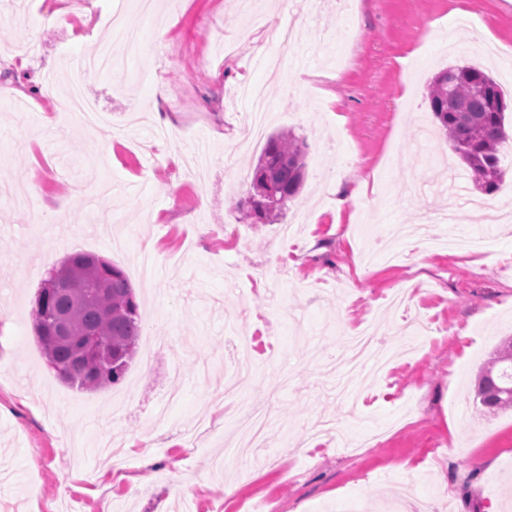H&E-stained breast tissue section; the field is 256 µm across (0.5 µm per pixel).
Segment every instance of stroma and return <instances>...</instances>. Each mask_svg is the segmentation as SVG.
I'll list each match as a JSON object with an SVG mask.
<instances>
[{"mask_svg": "<svg viewBox=\"0 0 512 512\" xmlns=\"http://www.w3.org/2000/svg\"><path fill=\"white\" fill-rule=\"evenodd\" d=\"M68 2L12 0L0 16V512H178L183 496L192 512H512V411L474 400L512 336V230L473 218L470 201L485 196L464 167L438 187L414 154L423 136L453 157L426 97L452 65L498 83L512 130V67L482 52L512 45V0H333L310 17L295 0H255L301 33L284 72L256 65L277 45L247 24L243 0H84L76 31L41 27ZM115 12L141 49L121 74L83 75L110 124L82 126L45 96L44 66L68 75ZM21 83L25 110L10 92ZM247 83L273 105L254 139L237 92ZM160 86L181 132L174 160L158 122L136 113ZM46 115L67 141L43 128ZM288 128L308 145L305 185L278 223L243 219L265 136ZM364 181L366 195L337 212L338 193ZM448 209L447 234L486 235L487 252L406 248L405 228ZM76 251L126 273L139 347L156 351L96 391L62 383L33 333L49 270L35 257ZM417 314L435 319L433 335L401 356L386 343V373L337 397L325 368L337 329L384 336ZM240 335L273 341L279 356L228 398ZM263 400L281 419L265 447H242L235 430ZM105 436L128 449L124 469L101 452Z\"/></svg>", "mask_w": 512, "mask_h": 512, "instance_id": "obj_1", "label": "stroma"}]
</instances>
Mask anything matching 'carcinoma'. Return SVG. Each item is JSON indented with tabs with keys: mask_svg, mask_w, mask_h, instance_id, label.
Masks as SVG:
<instances>
[{
	"mask_svg": "<svg viewBox=\"0 0 512 512\" xmlns=\"http://www.w3.org/2000/svg\"><path fill=\"white\" fill-rule=\"evenodd\" d=\"M435 120L448 144L483 193L504 177L501 148L508 140L507 103L496 81L474 66L439 71L427 89ZM304 139L293 130L267 137L253 169L246 216L272 223L299 194L304 179ZM65 281L41 286L33 302L34 329L48 364L64 383L94 391L123 379L137 352L140 314L134 290L117 265L89 253L60 264ZM475 397L492 411L512 409V338L480 374Z\"/></svg>",
	"mask_w": 512,
	"mask_h": 512,
	"instance_id": "cac0c4a2",
	"label": "carcinoma"
}]
</instances>
